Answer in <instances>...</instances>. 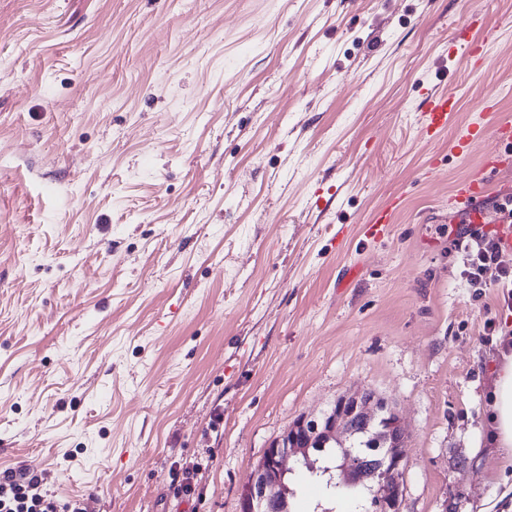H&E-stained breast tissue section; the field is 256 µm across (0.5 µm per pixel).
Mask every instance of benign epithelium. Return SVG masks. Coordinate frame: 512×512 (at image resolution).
<instances>
[{"mask_svg": "<svg viewBox=\"0 0 512 512\" xmlns=\"http://www.w3.org/2000/svg\"><path fill=\"white\" fill-rule=\"evenodd\" d=\"M380 402L381 398L366 388L340 397L336 407L319 419L302 417L296 421L266 449L252 480L242 488V512H282L284 477L293 471L300 459L309 456L310 447L326 439L345 444L358 428H367L381 420ZM405 438L400 418L390 413L377 436L378 443L390 445L389 462H366L359 468L347 454L338 466L337 486L348 487L367 477L376 484V495L386 512L389 510V498L393 497L396 503H401L404 493Z\"/></svg>", "mask_w": 512, "mask_h": 512, "instance_id": "obj_1", "label": "benign epithelium"}]
</instances>
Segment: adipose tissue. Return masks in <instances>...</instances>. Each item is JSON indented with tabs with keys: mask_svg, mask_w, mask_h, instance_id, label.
I'll return each mask as SVG.
<instances>
[{
	"mask_svg": "<svg viewBox=\"0 0 512 512\" xmlns=\"http://www.w3.org/2000/svg\"><path fill=\"white\" fill-rule=\"evenodd\" d=\"M484 399L486 442L495 448L506 478L499 496L502 508L483 507L479 512H512V336L501 337L499 341L495 374Z\"/></svg>",
	"mask_w": 512,
	"mask_h": 512,
	"instance_id": "ef3b65f1",
	"label": "adipose tissue"
}]
</instances>
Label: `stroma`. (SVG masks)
I'll list each match as a JSON object with an SVG mask.
<instances>
[{
  "label": "stroma",
  "instance_id": "35a3bbf8",
  "mask_svg": "<svg viewBox=\"0 0 512 512\" xmlns=\"http://www.w3.org/2000/svg\"><path fill=\"white\" fill-rule=\"evenodd\" d=\"M474 10L478 70L453 48ZM425 89L459 102L434 141ZM498 120L512 0H0V468L87 512H240L273 441L368 387L407 436L401 512H477L483 326L512 307L452 244L498 143L448 145Z\"/></svg>",
  "mask_w": 512,
  "mask_h": 512
}]
</instances>
